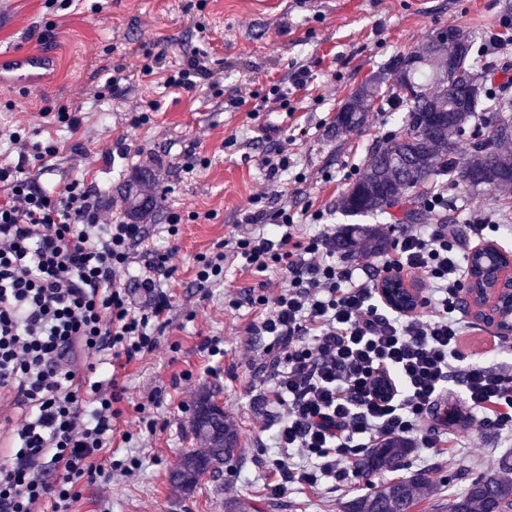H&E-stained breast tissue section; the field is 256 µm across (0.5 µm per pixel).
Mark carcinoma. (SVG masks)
<instances>
[{"label": "carcinoma", "mask_w": 512, "mask_h": 512, "mask_svg": "<svg viewBox=\"0 0 512 512\" xmlns=\"http://www.w3.org/2000/svg\"><path fill=\"white\" fill-rule=\"evenodd\" d=\"M453 56L456 69L448 77L442 59ZM480 54L453 31L446 38L432 36L411 56L395 57L378 76L362 86L337 115V129L350 130L364 124L380 85L388 81L401 91L405 133L374 151L358 180L338 201V208L351 215L384 214L434 175L448 174L451 181L466 184L473 193L496 191L512 196V153L497 144L512 140V124L505 112L509 102L495 97L478 83L475 64ZM490 112L495 119L493 145L474 143L481 158L465 166L455 164L457 142L472 119ZM387 239L368 224H350L336 235V248H357L374 256L386 251ZM193 431L203 447L187 454L175 479L192 485L217 465L230 461L236 451L237 434L224 421V412L210 399L202 400L193 416ZM412 443L399 437L381 441L368 453L364 467L370 471H397L405 466ZM425 475L413 472L383 484L378 490L352 500L348 512H413ZM450 512H512V478L501 472L485 473L455 498Z\"/></svg>", "instance_id": "cac0c4a2"}]
</instances>
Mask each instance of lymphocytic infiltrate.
Wrapping results in <instances>:
<instances>
[{"mask_svg":"<svg viewBox=\"0 0 512 512\" xmlns=\"http://www.w3.org/2000/svg\"><path fill=\"white\" fill-rule=\"evenodd\" d=\"M143 75L164 74L186 92L213 80L207 55L178 67L145 54ZM0 393L19 408L0 426L9 453L0 459V512H76L88 485L132 471L141 462L114 459L112 439L126 387L119 370L152 353L169 323L166 289L171 255L145 248L144 225L103 219V193L73 179L48 189L39 178L60 153L54 137L30 141L24 128L0 130ZM321 210L294 212L258 195L220 251L196 258L197 288L224 281L229 261L254 279L244 292L264 316L250 327L269 337L276 409L271 494L287 484L348 479L360 449L388 437L442 441L421 423L448 385H457L486 426L512 432V371L473 362L462 306L465 261L496 237L499 217L474 214L456 226L403 225L378 263L351 265L336 256V233ZM142 269L132 284L120 272ZM290 285L272 293V272ZM420 277L419 310L401 314L377 292L392 274ZM390 385L388 397L375 392ZM307 465L294 467V456Z\"/></svg>","mask_w":512,"mask_h":512,"instance_id":"lymphocytic-infiltrate-1","label":"lymphocytic infiltrate"}]
</instances>
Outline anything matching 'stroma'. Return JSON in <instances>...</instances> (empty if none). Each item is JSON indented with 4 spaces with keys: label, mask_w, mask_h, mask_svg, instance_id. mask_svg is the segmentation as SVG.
<instances>
[{
    "label": "stroma",
    "mask_w": 512,
    "mask_h": 512,
    "mask_svg": "<svg viewBox=\"0 0 512 512\" xmlns=\"http://www.w3.org/2000/svg\"><path fill=\"white\" fill-rule=\"evenodd\" d=\"M453 29L474 46L489 32L509 42L492 55L493 73L481 76L497 89L512 75V0H0V52H50L55 56L51 80L36 94L0 85V128L19 125L28 132L54 131L62 146L44 186L75 178L94 182L114 213L149 209V248L170 251L176 268L168 283L173 310L160 347L124 371L130 404L120 424L130 433L127 454L142 466L134 475L113 474L111 481L85 487L79 512H97L108 502L111 512H346L349 501L392 480L390 472L360 474L318 486L288 485L279 496L267 489L276 457L270 407L257 385L267 337L247 328L258 313L250 305L229 306L251 279L227 272L223 287L203 296L193 285L196 255L207 252L233 231L251 196L268 193L294 211L324 212V223L343 227L349 217L336 208L354 184L368 155L401 132L403 114L372 108L365 124L337 132L341 107L391 58L418 51L431 33ZM165 53L178 62L195 52L207 54L223 82L172 93L142 77L144 52ZM123 67L131 77L120 97L103 94L105 67ZM312 72L303 89L291 86L298 67ZM288 91V106L264 112L258 105L270 86ZM243 97L240 108L228 107ZM158 111H150V104ZM64 104L79 111L78 133L49 128L44 107ZM151 121L132 126L135 112ZM272 126L270 138L257 136L258 125ZM130 146L126 158L113 159L116 139ZM209 161L187 176L180 170L185 148ZM283 149L288 169L268 177L261 161ZM495 192L473 196L465 184L448 186V209L425 214L428 224L445 220L465 227L473 212L501 210ZM184 214L179 235H158L168 211ZM198 220H189V213ZM224 342L223 359H209L198 345L207 337ZM223 408L237 434L233 458L205 474L190 488L172 481L173 473L198 441L192 418L201 397ZM447 407L426 420L422 433H446L454 442L444 453L414 447L408 471H426L436 495L421 496L415 512H443L470 480L512 459V436L487 428L480 414L457 426L458 387L446 393ZM146 404L137 412L136 404ZM154 419L155 432L143 418Z\"/></svg>",
    "instance_id": "35a3bbf8"
}]
</instances>
